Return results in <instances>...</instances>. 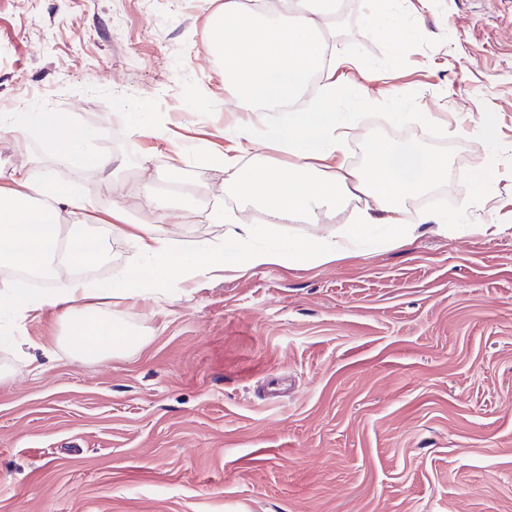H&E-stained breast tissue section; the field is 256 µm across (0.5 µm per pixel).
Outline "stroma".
<instances>
[{
	"label": "stroma",
	"mask_w": 512,
	"mask_h": 512,
	"mask_svg": "<svg viewBox=\"0 0 512 512\" xmlns=\"http://www.w3.org/2000/svg\"><path fill=\"white\" fill-rule=\"evenodd\" d=\"M217 0H0V113H69L98 127L99 169L58 166L38 126L0 130V174L52 172L92 199L105 263L92 285L136 269L134 241L112 238V211L148 224L142 185L184 239L220 242L215 208L251 224L261 207L210 156L240 117L209 42ZM364 0H339L323 33L350 59L363 131L385 139L395 101L434 112L405 138L448 159L418 202L464 214L454 234L423 230L325 265H268L183 284L174 299L115 305L145 344L75 360L57 315L11 322L0 344V512H512V0H403L415 30L392 46L364 23ZM377 69L371 80L355 66ZM374 97L378 107L363 108ZM158 112L161 130L131 116ZM492 118L501 149L455 135ZM349 199L317 224L328 234Z\"/></svg>",
	"instance_id": "35a3bbf8"
}]
</instances>
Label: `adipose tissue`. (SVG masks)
Segmentation results:
<instances>
[{"label": "adipose tissue", "instance_id": "ef3b65f1", "mask_svg": "<svg viewBox=\"0 0 512 512\" xmlns=\"http://www.w3.org/2000/svg\"><path fill=\"white\" fill-rule=\"evenodd\" d=\"M290 10V15L266 18L243 0H224L214 12L210 40L223 60L225 91L240 108L275 105L279 111L258 126L246 121L227 127L224 136L234 143L235 151L214 154L213 159L229 172L240 193L262 203L269 223L285 224L302 216L314 224L344 198L356 197L363 206L354 223L328 235L297 234L286 239L252 224H229L223 242L188 244L157 235V225L168 219L160 211L151 225L134 230L126 224L113 225V237L137 242L143 262L134 272L115 275L94 288L74 273L75 268L101 259L98 250L85 246V203L51 173H43L35 183L18 171L0 184V313L25 317L58 312L68 324V341L78 357L122 354L140 348L143 339L113 319V301L155 299L200 277L271 264L336 261L353 253L376 224L387 226L386 240L397 247L413 242L425 225L443 235L453 233L454 220L441 212L423 213L415 224L396 217L401 201L448 173L444 158L421 152L399 135L407 119L429 124L432 114L407 115L406 101H398V110L391 115V135L381 143L369 136L363 139L369 166L350 165L347 150L357 130L356 115L338 111L337 105L351 98L352 89L337 80L341 60L330 54L322 33V20L335 12L336 0H293ZM314 75L321 80L315 99L307 107L281 111V104L299 96ZM24 124L41 126L58 164L79 158L100 170L109 169V161L94 148L100 130L78 127L72 115H64L58 125L46 122L39 112L0 114V129ZM267 146L291 157L287 169L242 163V153ZM60 201L71 207L68 236L73 247L66 259L71 275L39 289L12 288L13 267L52 264Z\"/></svg>", "mask_w": 512, "mask_h": 512}]
</instances>
